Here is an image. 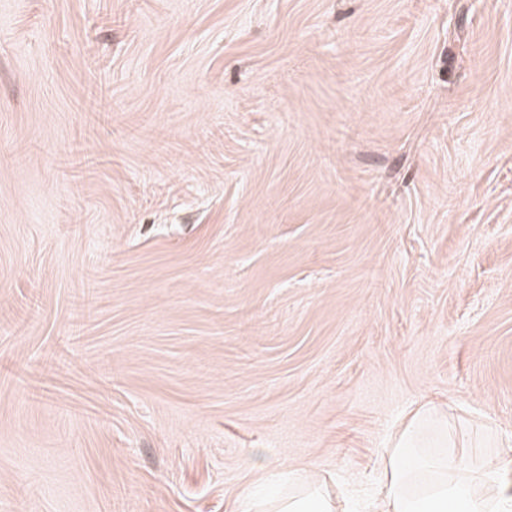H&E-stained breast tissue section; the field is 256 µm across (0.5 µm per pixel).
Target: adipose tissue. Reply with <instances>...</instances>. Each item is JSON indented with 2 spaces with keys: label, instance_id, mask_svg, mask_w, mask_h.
Wrapping results in <instances>:
<instances>
[{
  "label": "adipose tissue",
  "instance_id": "obj_1",
  "mask_svg": "<svg viewBox=\"0 0 512 512\" xmlns=\"http://www.w3.org/2000/svg\"><path fill=\"white\" fill-rule=\"evenodd\" d=\"M441 422L413 417L400 442L388 453L377 496L365 512H512V483L503 480V458L493 456L473 467L456 449L425 448L426 430L441 431ZM296 490L257 502L247 512H337L336 501L304 474L294 477Z\"/></svg>",
  "mask_w": 512,
  "mask_h": 512
}]
</instances>
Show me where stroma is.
I'll list each match as a JSON object with an SVG mask.
<instances>
[{"label":"stroma","instance_id":"1","mask_svg":"<svg viewBox=\"0 0 512 512\" xmlns=\"http://www.w3.org/2000/svg\"><path fill=\"white\" fill-rule=\"evenodd\" d=\"M426 409L512 443V0H0V512L360 504ZM298 489L266 502L252 499L247 503L248 512H337L336 501L321 487L308 482L304 474L293 477Z\"/></svg>","mask_w":512,"mask_h":512}]
</instances>
